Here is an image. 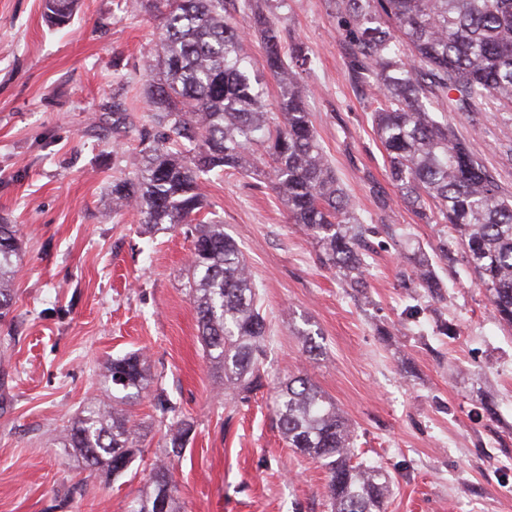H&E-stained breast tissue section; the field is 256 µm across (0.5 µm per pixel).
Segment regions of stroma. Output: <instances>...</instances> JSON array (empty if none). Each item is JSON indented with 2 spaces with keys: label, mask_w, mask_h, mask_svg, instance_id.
<instances>
[{
  "label": "stroma",
  "mask_w": 512,
  "mask_h": 512,
  "mask_svg": "<svg viewBox=\"0 0 512 512\" xmlns=\"http://www.w3.org/2000/svg\"><path fill=\"white\" fill-rule=\"evenodd\" d=\"M78 0L50 27L43 0H0V224L24 254L12 312L0 321V512H126L147 485L167 422L131 408L141 460L117 479L89 474L57 436L101 395L113 358L145 353L155 387L196 425L176 466L181 512H331L327 474L289 448L270 387L218 391L187 288L185 228L141 234L137 209L112 208V183L141 164L136 136L112 132L113 105L150 126L144 89L162 33L159 11ZM240 23L273 10L310 63L301 85L340 183L371 224L363 292L321 265L271 188L269 166L204 187L201 221L217 219L243 250L272 337L266 365L303 372L352 421L357 459L391 477L383 512H512V327L498 322L462 263H435L436 303L411 282V247L431 251L422 221L392 181L372 126L373 81L354 71L329 0H231ZM512 196V112L475 117L430 106ZM457 330L443 336L438 320ZM321 346L303 351V332Z\"/></svg>",
  "instance_id": "1"
}]
</instances>
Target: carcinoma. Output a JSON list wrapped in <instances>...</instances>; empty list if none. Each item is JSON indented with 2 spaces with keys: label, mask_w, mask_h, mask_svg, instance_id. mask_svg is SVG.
<instances>
[{
  "label": "carcinoma",
  "mask_w": 512,
  "mask_h": 512,
  "mask_svg": "<svg viewBox=\"0 0 512 512\" xmlns=\"http://www.w3.org/2000/svg\"><path fill=\"white\" fill-rule=\"evenodd\" d=\"M166 5L156 63L145 93L156 132L140 134L143 162L135 177L112 185L116 208L135 207L152 232L188 226L187 269L198 335L216 379L248 394L271 381V411L288 447L328 473L332 512H382L387 471L353 462L355 429L342 410L303 373L286 377L265 367L267 318L246 258L224 225L196 222L206 176L228 169L253 172L268 158L270 181L288 218L314 241L320 262L351 288L365 287L368 236L313 128L300 84L307 60L299 46L285 50L278 18L255 11L267 70L279 88L278 117L267 112L264 89L242 51L240 27L226 0H135ZM77 0H44L46 22L70 24ZM357 71L378 86L373 131L387 154L392 180L414 211L440 226L439 260L461 247V259L483 288L494 317L512 325V198L492 181L482 161L425 101L470 114L483 106L512 112V0H332ZM422 287H441L431 260L416 250ZM21 259L18 231L0 224V320L13 305ZM104 397L85 403L63 427L59 447L101 476L127 472L142 453L143 434L129 408L149 390L146 359L128 353L103 375ZM155 407L173 414L161 458L150 464L146 490L128 512H180L173 479L195 432L163 394ZM162 510H157V504Z\"/></svg>",
  "instance_id": "obj_1"
}]
</instances>
